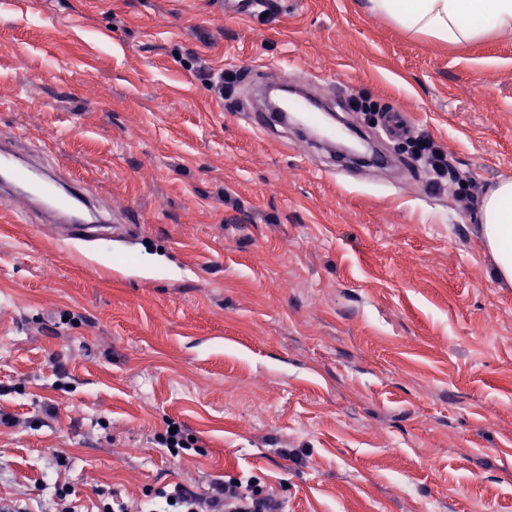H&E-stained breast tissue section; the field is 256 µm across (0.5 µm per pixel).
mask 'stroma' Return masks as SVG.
<instances>
[{
    "mask_svg": "<svg viewBox=\"0 0 512 512\" xmlns=\"http://www.w3.org/2000/svg\"><path fill=\"white\" fill-rule=\"evenodd\" d=\"M28 2L0 0V132L139 228L59 241L0 204V500L244 474L288 512H512V286L476 224L512 179V35L449 45L369 0ZM281 66L408 112L466 184L429 188L404 140L402 173L331 176L263 136L217 85ZM168 418L203 454L157 448ZM224 14L238 18H246L255 13L259 8L271 4L268 0H218Z\"/></svg>",
    "mask_w": 512,
    "mask_h": 512,
    "instance_id": "obj_1",
    "label": "stroma"
}]
</instances>
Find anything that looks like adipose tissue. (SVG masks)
Returning a JSON list of instances; mask_svg holds the SVG:
<instances>
[{"label": "adipose tissue", "mask_w": 512, "mask_h": 512, "mask_svg": "<svg viewBox=\"0 0 512 512\" xmlns=\"http://www.w3.org/2000/svg\"><path fill=\"white\" fill-rule=\"evenodd\" d=\"M373 11L406 30L449 43L489 32L512 31V0H370ZM480 240L495 259V275L512 285V179L500 180L484 197Z\"/></svg>", "instance_id": "obj_1"}]
</instances>
